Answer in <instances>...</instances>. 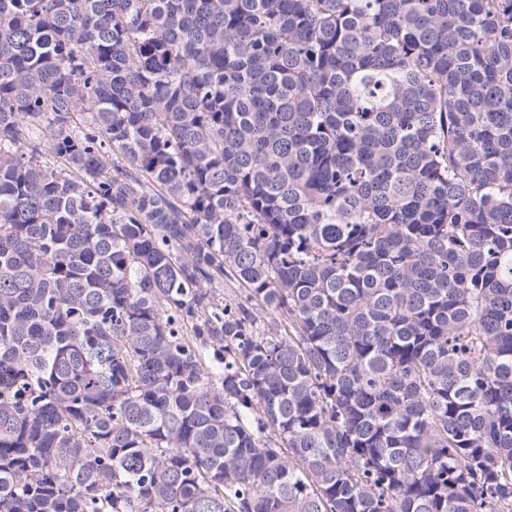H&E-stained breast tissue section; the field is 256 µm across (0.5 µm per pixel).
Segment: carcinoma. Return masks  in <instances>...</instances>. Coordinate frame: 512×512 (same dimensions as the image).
Segmentation results:
<instances>
[{
	"mask_svg": "<svg viewBox=\"0 0 512 512\" xmlns=\"http://www.w3.org/2000/svg\"><path fill=\"white\" fill-rule=\"evenodd\" d=\"M0 512H512V0H0Z\"/></svg>",
	"mask_w": 512,
	"mask_h": 512,
	"instance_id": "obj_1",
	"label": "carcinoma"
}]
</instances>
